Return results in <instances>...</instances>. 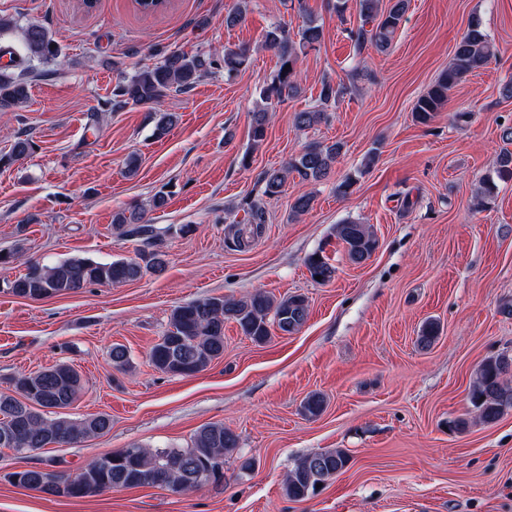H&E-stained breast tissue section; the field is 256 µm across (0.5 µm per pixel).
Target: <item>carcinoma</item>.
Instances as JSON below:
<instances>
[{
	"label": "carcinoma",
	"instance_id": "carcinoma-1",
	"mask_svg": "<svg viewBox=\"0 0 512 512\" xmlns=\"http://www.w3.org/2000/svg\"><path fill=\"white\" fill-rule=\"evenodd\" d=\"M380 0H355L363 24L352 31L358 49L366 44L379 51L387 50L406 12L408 0H389L390 6L379 12ZM377 21L371 29L365 24ZM266 45L278 53V66L262 88V105L252 113L251 141L258 146L266 136L269 110L298 92L299 53L319 47L324 39L322 25L308 19L299 31V41L288 37V30L278 25L266 33ZM8 64L0 68V112H16L29 100L28 82L18 78L29 71L34 60L56 59L61 49L52 33L43 25L31 22L21 28V46L9 49ZM492 56V48L479 22L470 24L456 44L453 57L436 83L421 97L415 107V119L427 124L447 102L449 92L466 75L484 68ZM249 50L245 47L224 52L223 63L205 54L166 51L162 60L140 66L131 76L119 81L112 90V111L118 112L130 104L158 106L172 91L191 89L199 79L220 65L224 75L231 77L246 68ZM349 86L344 82L326 81L321 85L319 105L294 116L299 129H308L326 118L324 108L344 98ZM35 149L33 139L19 133L14 139L8 159L17 160ZM341 152L338 143L313 142L292 156L278 169L265 172L261 181L264 194L274 196L288 180L316 183L327 179ZM315 197L310 192L294 197L290 210L294 215L308 212ZM167 193L156 192L149 207L132 206L112 214L113 227L123 236L139 239L144 249L138 259L100 263L89 257L73 256L53 265L33 263L21 276L9 281L7 287L18 297L41 299L76 292L93 284H121L141 277L143 271H160L165 267L164 253L158 244V234L146 219L147 210L166 205ZM250 233L260 232L265 223L264 210L256 203L247 209ZM336 237L342 243L347 258L362 265L375 252L378 242L370 227L358 222H346L336 227ZM311 276L325 283L334 279L336 267L322 252L306 259ZM309 315L307 298L301 294L275 299L257 291L240 300L208 297L174 308L169 329L151 347L149 359L155 369L172 376H191L205 370L224 354V324L234 322L242 333L256 343L267 342L271 329L291 334L301 328ZM439 326L429 320L422 325L417 342L429 348L438 338ZM112 366L124 370L131 365V354L122 344L112 345ZM512 355L501 354L480 364L470 391V398L483 424L497 422L512 410ZM14 393L0 392V448H10L18 454L51 445H70L110 430L112 420L99 414L73 421L51 417L53 409H65L76 399L82 388L80 374L71 366L59 364L35 374L20 376L13 381ZM324 397L318 393L305 398L301 405L307 417H316L324 409ZM239 436L222 423H211L198 429L188 448H146L133 445L89 461L75 475L38 467L24 468L5 475L10 483L52 496L85 498L118 489L158 487L172 493H185L207 482H219L224 473L216 472L224 465L227 453L238 448ZM349 454L341 448L309 453L294 462L285 478L288 498L302 502L315 495L316 485L327 484L349 464Z\"/></svg>",
	"mask_w": 512,
	"mask_h": 512
}]
</instances>
